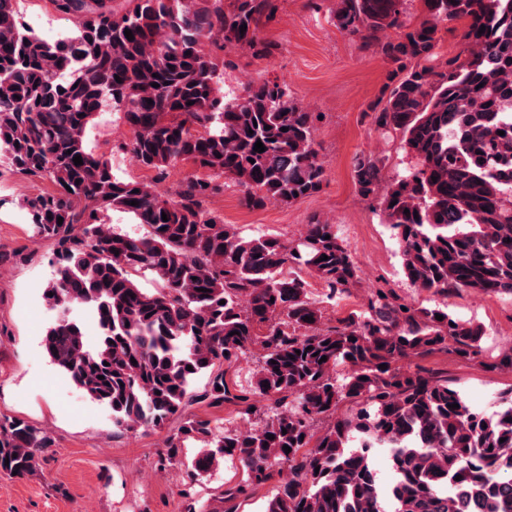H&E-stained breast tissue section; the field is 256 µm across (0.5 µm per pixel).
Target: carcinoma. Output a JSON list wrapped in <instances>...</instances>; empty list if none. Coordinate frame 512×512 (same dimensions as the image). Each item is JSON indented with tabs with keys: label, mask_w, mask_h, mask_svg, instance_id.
Instances as JSON below:
<instances>
[{
	"label": "carcinoma",
	"mask_w": 512,
	"mask_h": 512,
	"mask_svg": "<svg viewBox=\"0 0 512 512\" xmlns=\"http://www.w3.org/2000/svg\"><path fill=\"white\" fill-rule=\"evenodd\" d=\"M16 2L0 0V162L55 186L20 203L33 237L53 244L55 275L43 297L58 315L43 347L112 411L113 427L161 428L198 400L262 412L247 431L215 435L208 422L188 419L175 436L205 443L190 481L226 459L247 472L246 484L224 491L225 512L276 475L281 485L264 512H512V405L477 413L453 382L402 365L433 352L474 359L481 326L453 317L446 304L427 307L377 288L365 310L322 329L319 301L300 272L326 284L328 301L356 283L336 225L314 218L305 238L289 244L240 237L205 208L224 191L220 176L244 189L250 209L308 197L324 180L318 114L277 83H250L225 101L218 64L203 48L209 39L267 57L258 29L271 0H232L228 9L224 0H126L122 11L112 0H51L77 18L54 42L23 25ZM409 2L336 0V26L393 65L373 124L400 136L415 160L408 174L387 180L384 159L361 156L355 184L396 231L411 287L444 298L461 290L512 295V0H423L425 14L411 27L403 21ZM460 19V55L431 63L441 25ZM106 109L131 127L122 149L141 166L162 174L189 161L208 175L186 177L172 198L115 177L110 161L84 144L87 124ZM108 210L134 216L147 234L113 232L102 220ZM145 271L160 288L134 284ZM76 306L90 311L95 340L71 316ZM255 348L261 410L226 381L227 369ZM339 365L350 367L342 384ZM200 374L208 382L196 395ZM344 402L350 413L313 438L314 424ZM49 447L41 430L0 418V473H33ZM375 448L390 449L395 481L387 492L370 464Z\"/></svg>",
	"instance_id": "carcinoma-1"
}]
</instances>
